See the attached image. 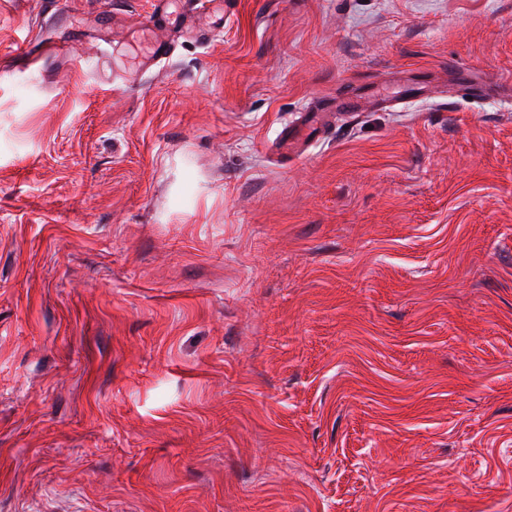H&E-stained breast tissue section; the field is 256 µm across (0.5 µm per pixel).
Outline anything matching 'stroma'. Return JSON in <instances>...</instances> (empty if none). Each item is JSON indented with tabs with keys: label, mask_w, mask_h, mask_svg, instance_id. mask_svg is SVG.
<instances>
[{
	"label": "stroma",
	"mask_w": 512,
	"mask_h": 512,
	"mask_svg": "<svg viewBox=\"0 0 512 512\" xmlns=\"http://www.w3.org/2000/svg\"><path fill=\"white\" fill-rule=\"evenodd\" d=\"M153 10L0 0V512H512V0ZM469 79L463 86V96H484L491 98L498 104H503L511 108L512 106V81L494 80L486 72L471 70L468 74Z\"/></svg>",
	"instance_id": "1"
}]
</instances>
